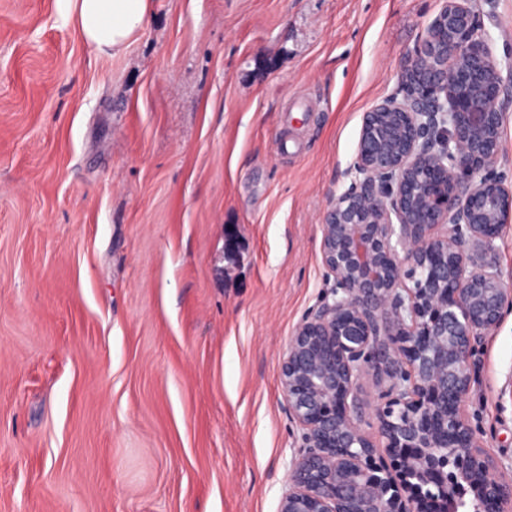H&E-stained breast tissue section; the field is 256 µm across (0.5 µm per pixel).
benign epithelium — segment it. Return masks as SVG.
Here are the masks:
<instances>
[{"label":"benign epithelium","mask_w":512,"mask_h":512,"mask_svg":"<svg viewBox=\"0 0 512 512\" xmlns=\"http://www.w3.org/2000/svg\"><path fill=\"white\" fill-rule=\"evenodd\" d=\"M503 72L472 0H444L401 67L400 91L364 113L349 187L324 210L321 259L334 285L295 329L280 367L306 450L279 512H435L448 464L478 512H512V481L466 419L475 337L512 301L497 241L512 186L500 150ZM390 381L372 417L393 464L370 468L365 365Z\"/></svg>","instance_id":"benign-epithelium-1"}]
</instances>
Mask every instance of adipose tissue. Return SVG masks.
<instances>
[{
    "mask_svg": "<svg viewBox=\"0 0 512 512\" xmlns=\"http://www.w3.org/2000/svg\"><path fill=\"white\" fill-rule=\"evenodd\" d=\"M148 14L149 0H73L70 18L85 40L119 51L145 27Z\"/></svg>",
    "mask_w": 512,
    "mask_h": 512,
    "instance_id": "adipose-tissue-1",
    "label": "adipose tissue"
}]
</instances>
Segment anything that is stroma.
<instances>
[{"instance_id": "1", "label": "stroma", "mask_w": 512, "mask_h": 512, "mask_svg": "<svg viewBox=\"0 0 512 512\" xmlns=\"http://www.w3.org/2000/svg\"><path fill=\"white\" fill-rule=\"evenodd\" d=\"M149 3L114 53L0 0V512H279L324 209L443 0ZM475 3L512 62V0ZM471 367L512 478V305Z\"/></svg>"}]
</instances>
